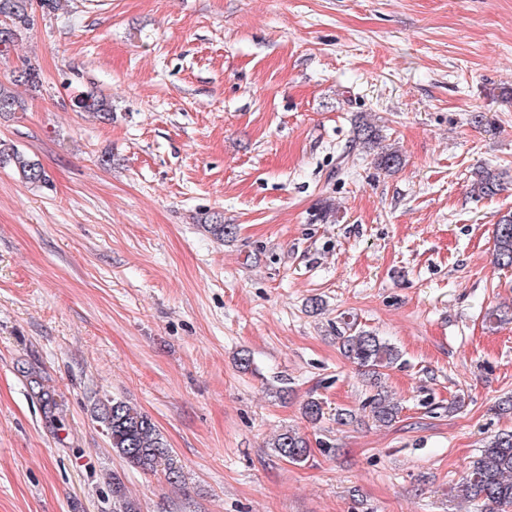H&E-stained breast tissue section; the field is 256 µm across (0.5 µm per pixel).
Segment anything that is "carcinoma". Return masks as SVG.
Wrapping results in <instances>:
<instances>
[{
    "instance_id": "cac0c4a2",
    "label": "carcinoma",
    "mask_w": 512,
    "mask_h": 512,
    "mask_svg": "<svg viewBox=\"0 0 512 512\" xmlns=\"http://www.w3.org/2000/svg\"><path fill=\"white\" fill-rule=\"evenodd\" d=\"M32 0H0V54L10 50L18 36L31 24ZM75 105L83 112L96 115L104 121L112 120V105L103 97L81 94ZM23 109L22 100L7 87L0 84V115H8ZM379 139L373 124L359 121L355 141L369 146ZM378 168L391 171L401 164L395 151H385L375 158ZM0 167L12 169L23 181L32 185L48 182L43 166L30 155L15 148L0 147ZM508 174L489 167L474 172L470 192L478 198H489L505 189ZM494 263L503 268L512 267V211L502 215L496 226ZM344 332L338 336L341 354L355 364L364 375L377 385L376 392L368 400L372 418L388 425L399 418L402 408L390 398L381 385L385 370L399 361L397 347L376 333L345 323ZM36 395L45 420L60 426L59 403L55 394L45 388L41 379L32 378ZM97 419L105 427L112 450L133 469L144 473L158 468L166 471L167 478L180 482V469L173 458L172 449L151 416L136 405L112 399L97 408ZM273 451L291 464L305 462L311 448L308 440L299 431L291 428L277 434L271 443ZM464 496L490 506L491 512L512 505V431L504 430L496 435L481 450L473 461L468 476L462 482ZM113 512H139L137 504L126 496L122 478L112 475Z\"/></svg>"
}]
</instances>
